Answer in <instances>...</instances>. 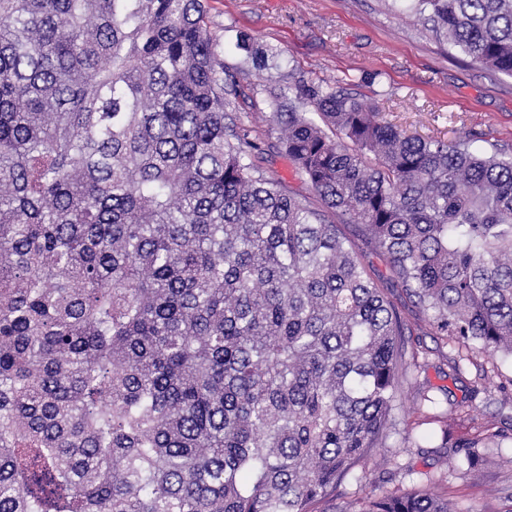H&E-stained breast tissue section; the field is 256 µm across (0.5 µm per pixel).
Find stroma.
Masks as SVG:
<instances>
[{
    "label": "stroma",
    "mask_w": 512,
    "mask_h": 512,
    "mask_svg": "<svg viewBox=\"0 0 512 512\" xmlns=\"http://www.w3.org/2000/svg\"><path fill=\"white\" fill-rule=\"evenodd\" d=\"M208 6L224 71L247 94L235 99L234 111L261 139L262 166L291 190L313 193L280 151L279 132L268 121V90L288 88L298 76L376 101L383 117L407 134L448 141L467 136L474 147L491 142L512 152V77L449 50L392 0H208ZM239 32L274 54L272 69L260 72L246 61L236 45ZM341 230L409 324L406 346L421 369L397 392L382 448L346 477L335 499L324 502L325 512H342L376 488L397 495L427 489L447 498L453 512H512V356L465 353L433 335L360 225ZM423 392L435 406H420ZM489 430L497 444L467 464L460 441Z\"/></svg>",
    "instance_id": "1"
}]
</instances>
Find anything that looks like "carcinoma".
Wrapping results in <instances>:
<instances>
[{"label": "carcinoma", "instance_id": "cac0c4a2", "mask_svg": "<svg viewBox=\"0 0 512 512\" xmlns=\"http://www.w3.org/2000/svg\"><path fill=\"white\" fill-rule=\"evenodd\" d=\"M412 2L512 75V0ZM206 15L0 0V512H311L336 493L419 368L340 224L435 335L512 356V155L299 79L270 122L318 208L256 163Z\"/></svg>", "mask_w": 512, "mask_h": 512}]
</instances>
